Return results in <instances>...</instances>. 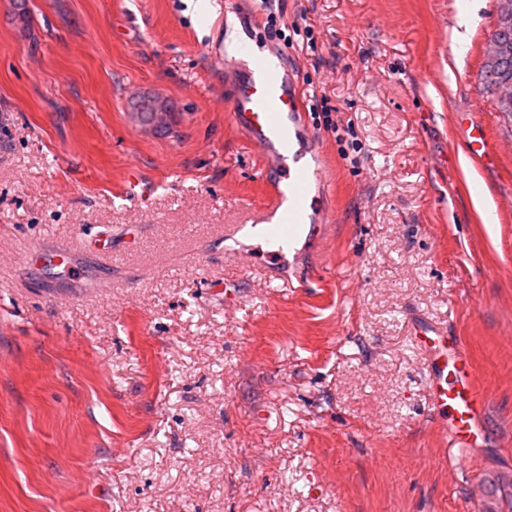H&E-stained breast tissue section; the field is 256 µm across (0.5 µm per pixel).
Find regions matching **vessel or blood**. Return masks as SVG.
I'll list each match as a JSON object with an SVG mask.
<instances>
[{
  "label": "vessel or blood",
  "instance_id": "b4317fda",
  "mask_svg": "<svg viewBox=\"0 0 512 512\" xmlns=\"http://www.w3.org/2000/svg\"><path fill=\"white\" fill-rule=\"evenodd\" d=\"M231 61L233 93L224 107L259 152L270 197L265 211L250 223L229 227L224 243H258L266 260L277 263L289 254L318 252L335 222L325 204L330 171L309 121L299 76L287 50H260L251 29L238 41ZM455 122L463 131L467 157L491 160L487 128L475 111L456 113ZM56 258L69 260L68 247L46 250L36 244L18 254L24 266ZM409 334L425 355L428 406L462 462H470L485 445L486 403L464 343L447 327L425 320L411 321Z\"/></svg>",
  "mask_w": 512,
  "mask_h": 512
}]
</instances>
